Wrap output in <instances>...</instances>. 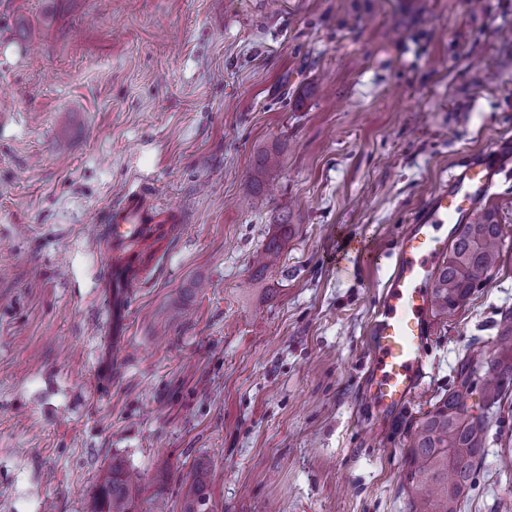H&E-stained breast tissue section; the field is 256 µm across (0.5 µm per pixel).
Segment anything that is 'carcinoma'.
Segmentation results:
<instances>
[{
  "label": "carcinoma",
  "mask_w": 512,
  "mask_h": 512,
  "mask_svg": "<svg viewBox=\"0 0 512 512\" xmlns=\"http://www.w3.org/2000/svg\"><path fill=\"white\" fill-rule=\"evenodd\" d=\"M501 227L491 213L466 224L449 245L437 270L434 310L446 313L466 301L479 279L491 272L501 257ZM496 348L482 357L478 346L458 360L448 393L424 413L410 435L406 487L410 512H460L459 504L473 482L482 460L489 424L502 400L512 391V311L495 324ZM481 395L488 407L476 420L467 401ZM198 477L184 488V512H207L209 494L196 463ZM132 482L123 458L114 456L100 475L91 496L90 512H166L165 491L149 498Z\"/></svg>",
  "instance_id": "cac0c4a2"
}]
</instances>
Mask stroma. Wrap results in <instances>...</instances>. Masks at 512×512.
Segmentation results:
<instances>
[{"label": "stroma", "instance_id": "stroma-1", "mask_svg": "<svg viewBox=\"0 0 512 512\" xmlns=\"http://www.w3.org/2000/svg\"><path fill=\"white\" fill-rule=\"evenodd\" d=\"M505 136L512 0H0V512H90L116 454L170 512L198 461L207 512H409L413 427L512 310V175L500 266L386 416L370 324L412 217ZM142 182L189 219L116 335L101 216ZM508 449L512 395L460 512H512Z\"/></svg>", "mask_w": 512, "mask_h": 512}]
</instances>
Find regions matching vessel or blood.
<instances>
[{
  "instance_id": "1",
  "label": "vessel or blood",
  "mask_w": 512,
  "mask_h": 512,
  "mask_svg": "<svg viewBox=\"0 0 512 512\" xmlns=\"http://www.w3.org/2000/svg\"><path fill=\"white\" fill-rule=\"evenodd\" d=\"M512 172V139L498 138L491 152L460 165L429 197L401 238L388 290L369 335L372 347L370 394L379 413L388 415L414 395L423 375V355L431 333L433 273L458 227L479 220L502 175ZM181 211L158 207L151 192L129 191L106 216L105 239L111 254L109 291L127 290L159 252L162 238L185 223ZM142 241L141 253L125 251Z\"/></svg>"
}]
</instances>
